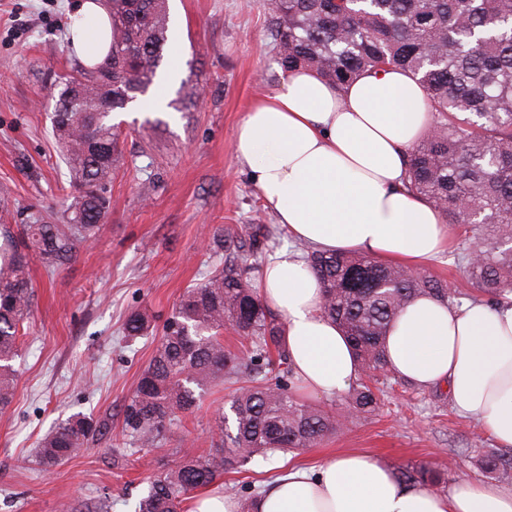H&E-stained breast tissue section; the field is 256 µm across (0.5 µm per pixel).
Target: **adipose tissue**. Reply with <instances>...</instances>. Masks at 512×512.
Segmentation results:
<instances>
[{
  "mask_svg": "<svg viewBox=\"0 0 512 512\" xmlns=\"http://www.w3.org/2000/svg\"><path fill=\"white\" fill-rule=\"evenodd\" d=\"M417 79L362 74L345 90L314 71L288 73L239 123L232 152L295 242L420 268L448 247L445 216L404 190L407 150L429 114ZM285 325L288 363L304 395L332 398L358 378L349 341L321 311L322 290L301 254L278 250L258 278ZM387 363L419 387L448 389L452 407L512 448V297L493 304L411 302L386 338ZM253 512H512V488L459 479L445 494L400 483L390 464L358 451L293 465Z\"/></svg>",
  "mask_w": 512,
  "mask_h": 512,
  "instance_id": "ef3b65f1",
  "label": "adipose tissue"
}]
</instances>
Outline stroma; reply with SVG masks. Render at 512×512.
Listing matches in <instances>:
<instances>
[{
	"label": "stroma",
	"mask_w": 512,
	"mask_h": 512,
	"mask_svg": "<svg viewBox=\"0 0 512 512\" xmlns=\"http://www.w3.org/2000/svg\"><path fill=\"white\" fill-rule=\"evenodd\" d=\"M78 0H0V187L14 224L32 213L62 214L69 174L52 135L54 79L78 54L67 45ZM169 52L157 73L165 107L113 111L121 161L112 205L96 238L75 262L47 273L32 256L33 315L14 362L17 391L0 413V512H133L155 475L183 452L213 446L216 418L228 410L231 383L213 387L161 445L130 453L123 404L148 365L164 323L186 288L219 264L209 237L230 224H273L237 164L232 140L258 98L279 82L261 0H169ZM204 94L198 106L169 101ZM157 322L130 341L128 311ZM112 415V435L51 470L36 461L38 440L76 413ZM494 442L478 422L458 414L444 387L394 385L379 410L303 451L316 464L360 450L399 469L456 465L449 481H487L477 463ZM279 473L261 464L226 473L212 491L250 501Z\"/></svg>",
	"instance_id": "stroma-1"
}]
</instances>
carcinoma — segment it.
Returning a JSON list of instances; mask_svg holds the SVG:
<instances>
[{"label":"carcinoma","mask_w":512,"mask_h":512,"mask_svg":"<svg viewBox=\"0 0 512 512\" xmlns=\"http://www.w3.org/2000/svg\"><path fill=\"white\" fill-rule=\"evenodd\" d=\"M109 41L103 61L77 64L57 77L52 133L70 174V203L61 223L33 214L26 224H0V411L14 398L11 361L34 306L30 251L56 270L99 232L110 209L112 175L121 157L109 115L147 93L166 49L168 0H105ZM282 72L310 68L342 89L367 70L400 69L418 78L431 122L408 151L405 187L441 210L448 223L474 233L471 248L455 252L470 287L488 302L512 294V0H263ZM106 68L112 82L101 80ZM280 231L269 224L228 227L214 248L224 267L187 288L163 325L162 338L122 409L123 433L137 448L159 446L212 386L237 385L231 415L218 418L221 445L185 453L155 476L136 512H180L193 491L230 470L246 471L277 454H299L342 429L339 417L374 412L391 380L385 339L414 299L450 304L463 292L401 266L356 253L306 252L323 291V313L351 342L360 382L342 403L323 409L303 401L295 386L268 377L288 364L284 323L265 307L239 262L269 250ZM241 348L224 349V324ZM149 315L131 313L123 335H147ZM112 434V413L74 414L45 434L39 463L51 468ZM485 471L512 483V453L491 452ZM397 479L437 490L444 472L405 467Z\"/></svg>","instance_id":"cac0c4a2"}]
</instances>
